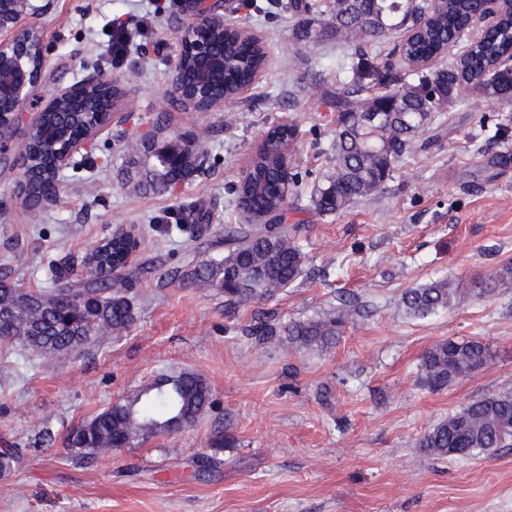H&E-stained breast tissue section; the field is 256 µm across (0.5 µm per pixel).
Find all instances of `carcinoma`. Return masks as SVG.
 <instances>
[{"label": "carcinoma", "instance_id": "obj_1", "mask_svg": "<svg viewBox=\"0 0 512 512\" xmlns=\"http://www.w3.org/2000/svg\"><path fill=\"white\" fill-rule=\"evenodd\" d=\"M482 8L481 0H441L437 13L429 17L428 0H289L288 11L297 19L296 39L304 44L333 37L352 47L357 64L352 77L329 93L336 112L332 143L334 164L323 182L315 186L311 199L322 213H337L356 200L378 195L391 168L415 147L425 150L439 134L415 144L418 134L429 127L459 90L471 89L499 99L512 90V72L496 71L504 57H512V19L503 20L455 62L429 75H419L424 62L437 57L450 44L465 36L468 20ZM320 24L313 30L311 22ZM394 34L403 37L401 64L380 61L371 49ZM216 54L224 55V77L214 79L209 92L231 100L252 82L264 65V53L246 28H225L213 34ZM98 93L86 96L88 112H45L39 124L26 132L20 182L26 184L25 202L38 207L58 200L47 195L51 183L59 181L53 165L49 139L57 134L74 136L95 118ZM382 112L385 120L371 122ZM298 130L278 125L266 133L249 171L235 188L237 209L244 224L224 226V256L199 262L184 275L192 287L218 288L229 309L267 300L302 277L307 256L302 246L281 228L265 234L262 223L285 218L287 201L280 188L284 147L294 142ZM147 166L144 186L165 191L198 171L196 151L185 148L180 162H168L145 143L139 144ZM139 242L120 233L85 256L86 277L69 293V261L52 264V275L62 287L52 291L33 288H0V341L18 342L39 355L68 353L96 340L98 326L107 323L119 334L135 320L132 277L102 278L91 269L121 270L128 266ZM512 277V266L476 283L478 296L490 297L500 281ZM458 285L442 279L402 294L406 313L426 318L450 307ZM356 309L349 304L325 318L291 322L276 327L263 318L255 320L251 334L258 340L282 335L300 346L333 344ZM492 360L487 343L476 337H450L428 349L421 361V378L432 391L486 367ZM211 404V390L198 374L182 371L161 374L153 386L104 409L89 423L67 436L69 447L80 456L118 451L133 440L170 434L179 426L192 425ZM512 440V392L477 398L448 419L432 427L419 447L431 455L471 457L508 446Z\"/></svg>", "mask_w": 512, "mask_h": 512}]
</instances>
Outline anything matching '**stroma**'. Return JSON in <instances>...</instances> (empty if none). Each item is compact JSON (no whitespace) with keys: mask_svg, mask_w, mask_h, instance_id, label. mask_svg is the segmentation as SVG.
<instances>
[{"mask_svg":"<svg viewBox=\"0 0 512 512\" xmlns=\"http://www.w3.org/2000/svg\"><path fill=\"white\" fill-rule=\"evenodd\" d=\"M288 0H252L231 12L205 5L266 40L268 61L253 88L208 112L174 103L171 77L184 0H37L30 19L43 48L44 80L25 105L11 143L56 94L99 72L126 95L110 123L61 170L59 203L27 206L19 169L0 166V267L13 283L51 289L52 262L81 258L118 229L139 230V258L156 261L139 277L133 326L45 359L0 342V448L22 452L0 474V512H512V447L469 458L427 455L423 434L490 394L512 391V279L477 297L475 281L512 263V101L463 90L437 121L442 137L396 163L381 194L321 214L313 185L333 165L336 115L316 80L335 89L350 48L298 43ZM131 37L113 60L111 32ZM299 135L288 150L300 188L286 223L298 226L305 273L275 297L224 307V295L192 288L181 275L224 253V227L241 223L233 190L266 131L282 122ZM163 141L205 136L202 170L166 192L138 190L126 171L127 143L147 131ZM204 205L208 229L187 224ZM446 278L462 288L450 308L406 315L401 295ZM359 316L335 345L296 347L249 335L256 316L279 325L325 316L340 300ZM477 336L490 364L441 391L420 380L435 343ZM190 371L208 383L214 405L195 423L114 455L80 458L68 433L162 373ZM50 429L52 446L35 444ZM230 445L211 453L215 437ZM212 454L209 473L194 460Z\"/></svg>","mask_w":512,"mask_h":512,"instance_id":"obj_1","label":"stroma"}]
</instances>
